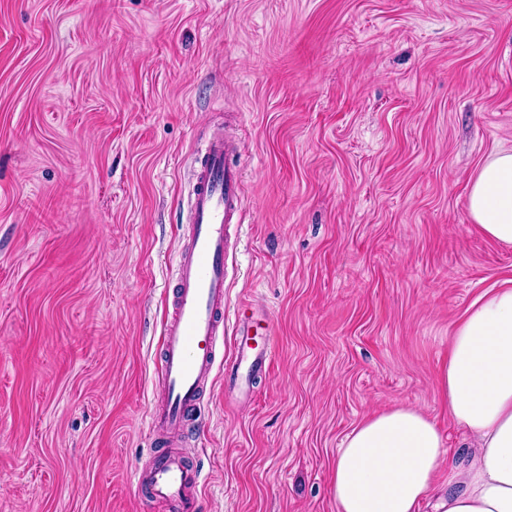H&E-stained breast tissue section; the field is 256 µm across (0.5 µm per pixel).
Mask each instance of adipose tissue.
<instances>
[{
	"mask_svg": "<svg viewBox=\"0 0 512 512\" xmlns=\"http://www.w3.org/2000/svg\"><path fill=\"white\" fill-rule=\"evenodd\" d=\"M466 204L486 236L512 245V152L479 169ZM438 394L470 441L448 468L442 512H512V287L473 303L455 327ZM445 454L435 421L417 409L365 417L333 465L336 512H420Z\"/></svg>",
	"mask_w": 512,
	"mask_h": 512,
	"instance_id": "ef3b65f1",
	"label": "adipose tissue"
}]
</instances>
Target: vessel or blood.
Listing matches in <instances>:
<instances>
[{"mask_svg": "<svg viewBox=\"0 0 512 512\" xmlns=\"http://www.w3.org/2000/svg\"><path fill=\"white\" fill-rule=\"evenodd\" d=\"M237 149V140L219 129L200 150L189 229L174 255L177 287L158 338L162 390L149 428L162 438L181 431L212 375L223 372L230 382H249L266 372L275 356L271 317L244 316L237 321L231 367L216 361L224 333L229 231L240 223L243 209L242 173L228 162ZM201 481V470L168 447L137 474L141 492L165 512H196Z\"/></svg>", "mask_w": 512, "mask_h": 512, "instance_id": "b4317fda", "label": "vessel or blood"}]
</instances>
